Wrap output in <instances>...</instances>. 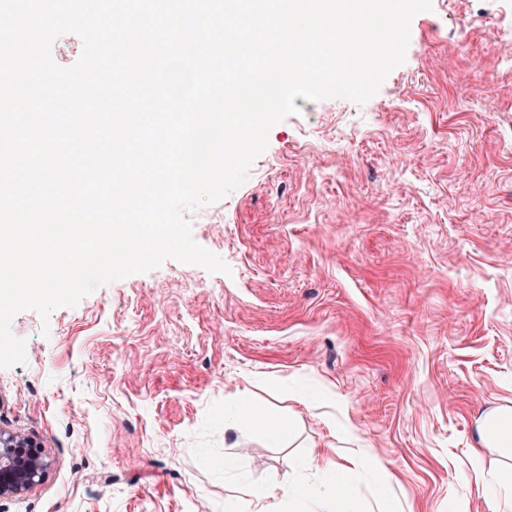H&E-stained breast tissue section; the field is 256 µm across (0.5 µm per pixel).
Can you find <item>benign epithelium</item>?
Here are the masks:
<instances>
[{
    "label": "benign epithelium",
    "mask_w": 512,
    "mask_h": 512,
    "mask_svg": "<svg viewBox=\"0 0 512 512\" xmlns=\"http://www.w3.org/2000/svg\"><path fill=\"white\" fill-rule=\"evenodd\" d=\"M33 447L28 440L0 436V497L18 495L41 477L45 463Z\"/></svg>",
    "instance_id": "7a95c632"
}]
</instances>
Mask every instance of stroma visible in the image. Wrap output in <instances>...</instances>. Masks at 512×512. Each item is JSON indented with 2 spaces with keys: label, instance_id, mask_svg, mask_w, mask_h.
I'll use <instances>...</instances> for the list:
<instances>
[{
  "label": "stroma",
  "instance_id": "35a3bbf8",
  "mask_svg": "<svg viewBox=\"0 0 512 512\" xmlns=\"http://www.w3.org/2000/svg\"><path fill=\"white\" fill-rule=\"evenodd\" d=\"M295 104L187 213L229 274L168 260L14 317L0 433L45 470L0 512H224L251 484L324 487L298 462L329 448L359 512L378 462L402 512H493L473 470L512 461L476 447L512 407V0H432L374 97ZM244 421L247 424L261 426L268 431V434L275 440L284 439L290 430V420L282 419L277 423H272L265 416L255 410L246 413Z\"/></svg>",
  "mask_w": 512,
  "mask_h": 512
}]
</instances>
